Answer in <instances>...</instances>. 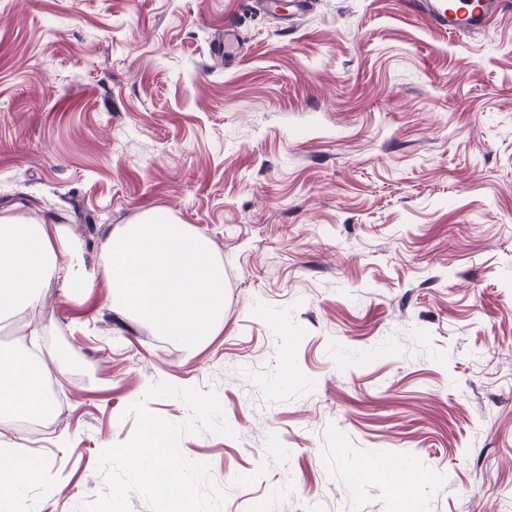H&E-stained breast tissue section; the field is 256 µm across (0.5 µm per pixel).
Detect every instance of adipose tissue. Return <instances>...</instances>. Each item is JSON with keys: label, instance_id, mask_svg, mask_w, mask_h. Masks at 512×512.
Segmentation results:
<instances>
[{"label": "adipose tissue", "instance_id": "ef3b65f1", "mask_svg": "<svg viewBox=\"0 0 512 512\" xmlns=\"http://www.w3.org/2000/svg\"><path fill=\"white\" fill-rule=\"evenodd\" d=\"M109 264L86 269L81 247L48 219L0 216V319L39 307L54 286L106 285L112 311L134 314L163 336L207 343L224 320V270L207 241L161 209L107 238ZM52 400L41 367L24 355H0V424L41 413ZM49 469L36 454L0 466V508Z\"/></svg>", "mask_w": 512, "mask_h": 512}]
</instances>
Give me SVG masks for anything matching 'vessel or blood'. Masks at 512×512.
I'll use <instances>...</instances> for the list:
<instances>
[{
  "label": "vessel or blood",
  "mask_w": 512,
  "mask_h": 512,
  "mask_svg": "<svg viewBox=\"0 0 512 512\" xmlns=\"http://www.w3.org/2000/svg\"><path fill=\"white\" fill-rule=\"evenodd\" d=\"M512 0H404L405 6L424 14L431 23L443 31H476L505 10ZM216 50L225 63L234 64L244 52L243 40L231 27L225 28ZM371 468L390 476H405L413 473V466L395 457H379L371 461Z\"/></svg>",
  "instance_id": "vessel-or-blood-1"
}]
</instances>
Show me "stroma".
<instances>
[{"label": "stroma", "mask_w": 512, "mask_h": 512, "mask_svg": "<svg viewBox=\"0 0 512 512\" xmlns=\"http://www.w3.org/2000/svg\"><path fill=\"white\" fill-rule=\"evenodd\" d=\"M311 2L0 0V213L62 225L98 267L163 209L224 268L200 347L103 286L0 320L55 386L48 432L0 426L52 476L15 512L95 501L132 404L184 422L148 398L161 381L220 400L233 436L180 448L222 512H512V10L449 34L403 0ZM384 454L415 464L406 497L369 469ZM216 50L224 55L225 64H235L244 52L243 39L233 27H224V37Z\"/></svg>", "instance_id": "35a3bbf8"}]
</instances>
